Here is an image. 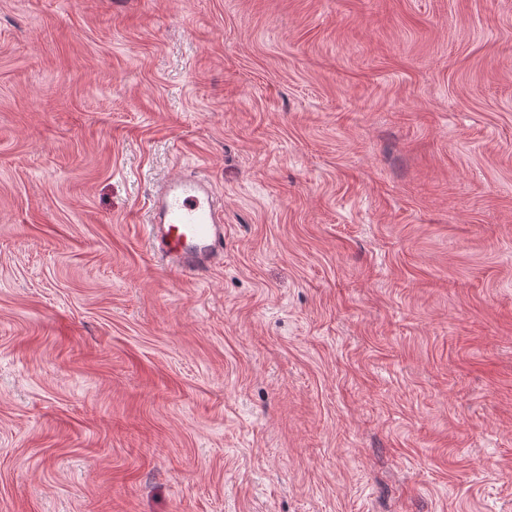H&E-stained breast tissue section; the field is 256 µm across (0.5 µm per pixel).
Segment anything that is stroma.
Returning <instances> with one entry per match:
<instances>
[{
  "label": "stroma",
  "instance_id": "stroma-1",
  "mask_svg": "<svg viewBox=\"0 0 512 512\" xmlns=\"http://www.w3.org/2000/svg\"><path fill=\"white\" fill-rule=\"evenodd\" d=\"M0 512H512V0H0ZM148 245L166 269L200 278L224 260V208L196 172L167 176L150 199Z\"/></svg>",
  "mask_w": 512,
  "mask_h": 512
}]
</instances>
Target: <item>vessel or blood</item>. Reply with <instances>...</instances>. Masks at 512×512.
I'll return each instance as SVG.
<instances>
[{"instance_id": "vessel-or-blood-1", "label": "vessel or blood", "mask_w": 512, "mask_h": 512, "mask_svg": "<svg viewBox=\"0 0 512 512\" xmlns=\"http://www.w3.org/2000/svg\"><path fill=\"white\" fill-rule=\"evenodd\" d=\"M148 245L166 269L199 278L224 260V208L196 172L163 178L150 199Z\"/></svg>"}]
</instances>
